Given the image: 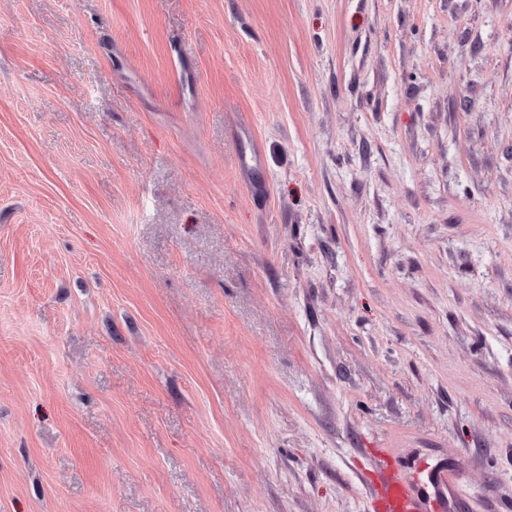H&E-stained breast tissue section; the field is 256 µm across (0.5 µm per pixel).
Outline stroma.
<instances>
[{
    "mask_svg": "<svg viewBox=\"0 0 512 512\" xmlns=\"http://www.w3.org/2000/svg\"><path fill=\"white\" fill-rule=\"evenodd\" d=\"M512 512V0H0V512ZM463 500L454 466L420 463L410 477L387 470L379 508L382 512H458Z\"/></svg>",
    "mask_w": 512,
    "mask_h": 512,
    "instance_id": "1",
    "label": "stroma"
}]
</instances>
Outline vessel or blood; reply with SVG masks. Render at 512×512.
I'll list each match as a JSON object with an SVG mask.
<instances>
[{"label":"vessel or blood","mask_w":512,"mask_h":512,"mask_svg":"<svg viewBox=\"0 0 512 512\" xmlns=\"http://www.w3.org/2000/svg\"><path fill=\"white\" fill-rule=\"evenodd\" d=\"M463 500L454 466L422 463L409 477L393 470L384 474L379 508L381 512H459Z\"/></svg>","instance_id":"1"}]
</instances>
